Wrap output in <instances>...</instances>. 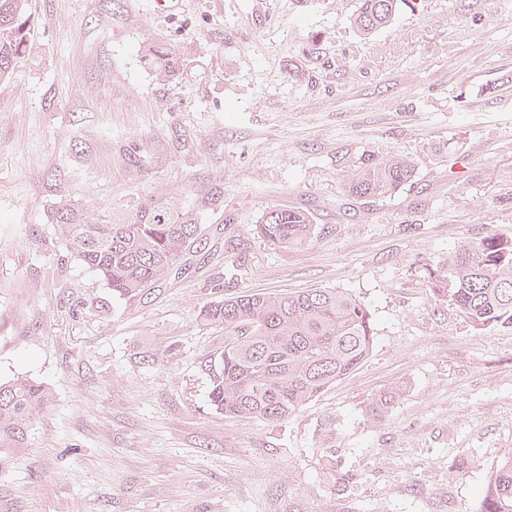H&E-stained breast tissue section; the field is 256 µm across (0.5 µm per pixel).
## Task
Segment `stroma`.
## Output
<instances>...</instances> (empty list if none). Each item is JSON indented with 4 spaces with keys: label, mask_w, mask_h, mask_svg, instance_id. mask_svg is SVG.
<instances>
[{
    "label": "stroma",
    "mask_w": 512,
    "mask_h": 512,
    "mask_svg": "<svg viewBox=\"0 0 512 512\" xmlns=\"http://www.w3.org/2000/svg\"><path fill=\"white\" fill-rule=\"evenodd\" d=\"M358 7L30 0L0 80V380L53 399L0 470V512H481L512 449V328L434 302L426 269L512 236V0H405L368 36ZM391 155L412 182L348 195ZM149 202L195 209L211 251L145 303L67 256L51 213ZM275 206L310 213L308 246L258 238ZM306 288L364 302L370 356L288 420L217 413L201 366L224 330L202 304ZM414 168V162L403 156L368 161L348 179L345 189L349 195L358 198L391 197L411 180Z\"/></svg>",
    "instance_id": "35a3bbf8"
}]
</instances>
